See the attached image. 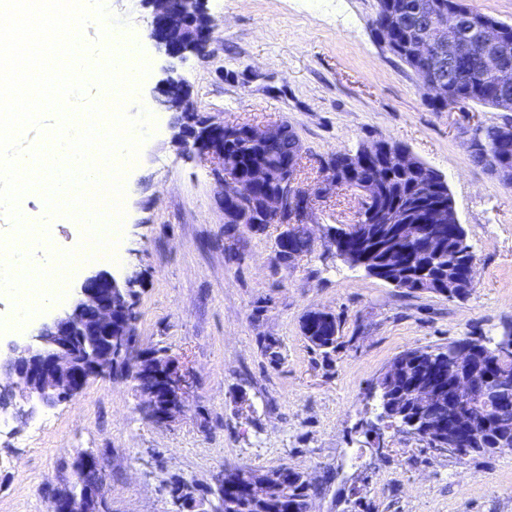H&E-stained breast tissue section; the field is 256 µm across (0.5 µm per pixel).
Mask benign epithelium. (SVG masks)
Returning <instances> with one entry per match:
<instances>
[{
    "instance_id": "7a95c632",
    "label": "benign epithelium",
    "mask_w": 512,
    "mask_h": 512,
    "mask_svg": "<svg viewBox=\"0 0 512 512\" xmlns=\"http://www.w3.org/2000/svg\"><path fill=\"white\" fill-rule=\"evenodd\" d=\"M152 7V20L148 38L155 49L173 61L184 62L189 57H205L209 52L215 31L214 20L203 8L202 0H145ZM462 27L480 31L484 42L494 52L486 58L500 84L512 86V33L498 22L474 11L459 14ZM410 58L417 64V73L430 92V100L442 102L448 98V61L459 60L469 51L468 44L430 18L419 21L413 28L408 44ZM159 104L167 110L197 115L194 127L176 126L173 139L180 149L194 154L210 164L221 188V202L232 201L239 209L224 212L225 221L242 222V214L250 206V191L266 189L260 209L272 224L281 231L277 241L290 244L297 239L313 240L309 227L311 204L315 198H326L337 189L348 187L358 196V209L354 219L331 231V240L341 243L336 248L339 257L353 268L364 270L396 288H406L409 281L402 272L407 257L401 252L389 253L382 259L372 260L368 237L380 238L370 233V225L361 223L366 210H371L374 220L395 230L403 239L426 238L424 256H437L447 241L456 247L465 246V235L457 216L444 206H435L428 214L427 223L411 224L397 208L373 206L375 181L356 185L336 176V166L327 163L314 181L313 188L303 190L299 185L302 152H292L281 161L256 166L243 182L235 169L236 159L224 148V131H236L257 144H274L283 134V123L263 125L240 124L228 126L204 112L197 111L179 76L168 75L158 87ZM494 146L502 152H488L495 174L501 182L512 181V156L504 149L512 147V121L496 126ZM133 280L120 282L105 271H91L83 276L74 288L70 304L48 315L33 333L15 336L0 344V364L4 366L5 383L0 391L11 396L10 403L0 407L3 414L23 418L40 408H53L79 395L92 377L116 370L118 364L131 356L135 336L131 311L130 288ZM480 344L466 337L450 343L439 351H424L411 362L398 357L387 367L384 375H400L407 365L418 366L431 373L438 360L451 362L453 379L449 388L435 383H422L408 397L402 392L373 388L387 416L393 406L399 427L415 433L421 428V414L427 409L448 401L462 407L473 402L509 408L512 399L504 394L505 386L493 380L477 357ZM495 359L512 358V328L507 327L491 348ZM138 358L149 360L148 369L141 373L138 383L143 386L144 408L160 423H166L181 413L189 395L193 378L169 354L139 353ZM482 437L480 431L459 422V429L448 440V449L464 451ZM80 489L58 491L50 502L51 512H106L101 497V475L96 458L81 456L75 469Z\"/></svg>"
}]
</instances>
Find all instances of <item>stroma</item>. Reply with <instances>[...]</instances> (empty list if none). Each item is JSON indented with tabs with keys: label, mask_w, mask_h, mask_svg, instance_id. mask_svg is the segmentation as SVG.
<instances>
[{
	"label": "stroma",
	"mask_w": 512,
	"mask_h": 512,
	"mask_svg": "<svg viewBox=\"0 0 512 512\" xmlns=\"http://www.w3.org/2000/svg\"><path fill=\"white\" fill-rule=\"evenodd\" d=\"M149 66L135 100L154 125L126 172L119 263L76 265L71 283L102 268L135 277L137 346L163 348L193 373L183 414L149 420L136 381L95 377L81 394L23 423L0 424V512H49L74 484V460L102 467L110 512H174L167 487L203 493L215 473L288 465L321 492L312 512H512V452L451 455L391 428L376 457L370 391L404 351L467 336L496 338L512 324V187L472 162V126L503 112L470 105L435 112L420 78L380 42L377 0H206L216 20L210 53L178 67L198 109L226 125L285 121L305 157L395 141L447 182L477 283L467 298L395 288L350 267L328 243L352 217L350 190L315 201L313 249L276 257V226L224 221L210 167L172 142V112L154 99L169 63L148 38L143 0H107ZM321 310L339 323L330 358L301 325ZM279 354L271 362L266 345Z\"/></svg>",
	"instance_id": "1"
}]
</instances>
